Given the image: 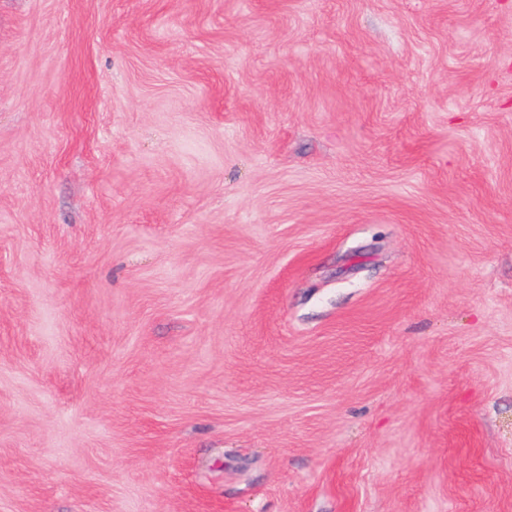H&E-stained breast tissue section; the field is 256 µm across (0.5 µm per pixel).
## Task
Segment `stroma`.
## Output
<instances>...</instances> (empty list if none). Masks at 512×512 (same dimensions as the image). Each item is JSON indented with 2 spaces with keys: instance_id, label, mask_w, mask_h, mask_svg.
<instances>
[{
  "instance_id": "obj_1",
  "label": "stroma",
  "mask_w": 512,
  "mask_h": 512,
  "mask_svg": "<svg viewBox=\"0 0 512 512\" xmlns=\"http://www.w3.org/2000/svg\"><path fill=\"white\" fill-rule=\"evenodd\" d=\"M0 512H512V0H0Z\"/></svg>"
}]
</instances>
